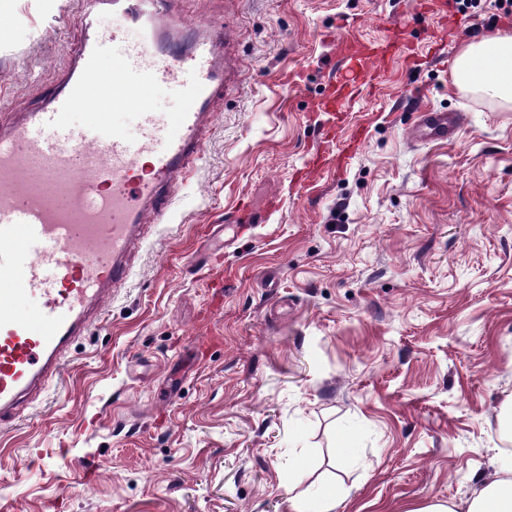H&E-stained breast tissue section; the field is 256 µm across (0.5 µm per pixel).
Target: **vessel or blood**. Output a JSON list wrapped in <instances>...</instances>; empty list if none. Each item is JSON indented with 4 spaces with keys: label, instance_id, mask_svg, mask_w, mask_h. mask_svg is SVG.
Returning <instances> with one entry per match:
<instances>
[{
    "label": "vessel or blood",
    "instance_id": "1",
    "mask_svg": "<svg viewBox=\"0 0 512 512\" xmlns=\"http://www.w3.org/2000/svg\"><path fill=\"white\" fill-rule=\"evenodd\" d=\"M170 3L93 0L140 23L142 40L104 41L83 12L77 64L63 89L0 128V425L60 375L73 340L127 278L141 228L162 223L172 188L202 154L211 103L224 91V35L206 32L181 51ZM358 59L364 78L382 83L377 46ZM159 82L183 99L182 111L152 110L148 93ZM132 106L137 138L105 131L109 113ZM84 110L91 126L74 122ZM452 130L447 113L427 112L414 134L446 140ZM21 295L34 303L25 316L15 309Z\"/></svg>",
    "mask_w": 512,
    "mask_h": 512
}]
</instances>
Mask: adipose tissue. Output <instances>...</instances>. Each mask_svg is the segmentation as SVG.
<instances>
[{"label": "adipose tissue", "instance_id": "obj_1", "mask_svg": "<svg viewBox=\"0 0 512 512\" xmlns=\"http://www.w3.org/2000/svg\"><path fill=\"white\" fill-rule=\"evenodd\" d=\"M452 81L464 91L512 103V33L494 31L467 44L455 57ZM495 477L478 485L466 512H512V452L496 449Z\"/></svg>", "mask_w": 512, "mask_h": 512}]
</instances>
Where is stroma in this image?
Returning <instances> with one entry per match:
<instances>
[{
	"mask_svg": "<svg viewBox=\"0 0 512 512\" xmlns=\"http://www.w3.org/2000/svg\"><path fill=\"white\" fill-rule=\"evenodd\" d=\"M414 3L173 0L187 29L230 35L204 158L58 380L0 427V512H289L330 481L343 512H410L492 478L512 394V104L458 89L450 65L512 32L503 10L447 0L436 58L391 60L339 134L366 128L364 144L297 184L339 41L404 17L423 47L434 20ZM81 38L77 0H11L1 124L56 91ZM426 109L455 115L452 141L413 138Z\"/></svg>",
	"mask_w": 512,
	"mask_h": 512,
	"instance_id": "1",
	"label": "stroma"
}]
</instances>
